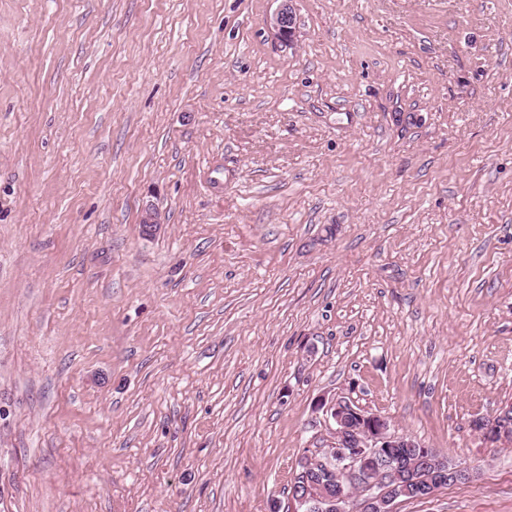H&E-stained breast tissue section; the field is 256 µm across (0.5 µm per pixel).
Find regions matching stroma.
Wrapping results in <instances>:
<instances>
[{
    "label": "stroma",
    "instance_id": "stroma-1",
    "mask_svg": "<svg viewBox=\"0 0 512 512\" xmlns=\"http://www.w3.org/2000/svg\"><path fill=\"white\" fill-rule=\"evenodd\" d=\"M279 7L0 0V512H287L324 395L512 512V0ZM281 7L272 18L270 24L275 31L276 37L291 45L294 43L297 34L296 14L293 8L294 0H280ZM512 408V403H504L498 407L496 412L491 416H485L490 419V423L486 424L481 417L475 418L476 421H482L485 424L484 429L479 433L483 440L489 444L495 445H512V425L508 424V411Z\"/></svg>",
    "mask_w": 512,
    "mask_h": 512
}]
</instances>
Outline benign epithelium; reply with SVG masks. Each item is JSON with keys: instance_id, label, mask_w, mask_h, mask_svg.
Masks as SVG:
<instances>
[{"instance_id": "1", "label": "benign epithelium", "mask_w": 512, "mask_h": 512, "mask_svg": "<svg viewBox=\"0 0 512 512\" xmlns=\"http://www.w3.org/2000/svg\"><path fill=\"white\" fill-rule=\"evenodd\" d=\"M282 5L271 20L276 37L293 44L296 39V14L293 0H281ZM143 233L153 235L161 226L159 213L147 208L141 218ZM512 403H504L489 416L482 438L495 445H512V425L508 411ZM315 410L323 413L330 425L331 447L336 458L338 485L336 494L312 493L290 496L289 512H394L399 497L411 484L420 486L425 496L434 494L432 481H421L415 466L396 457L392 448H415L418 441L408 433L390 429L388 421L375 413L354 406L345 397H320ZM422 466L438 476L462 474L472 478L470 471L439 458L432 450L423 449Z\"/></svg>"}]
</instances>
